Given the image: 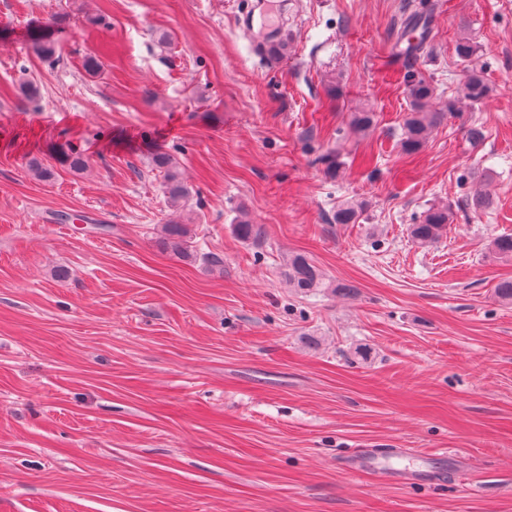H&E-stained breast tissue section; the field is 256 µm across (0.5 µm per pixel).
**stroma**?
Masks as SVG:
<instances>
[{"label":"stroma","instance_id":"1","mask_svg":"<svg viewBox=\"0 0 512 512\" xmlns=\"http://www.w3.org/2000/svg\"><path fill=\"white\" fill-rule=\"evenodd\" d=\"M247 2L0 0V512H512V258L488 250L512 233V0H275L276 56ZM415 12L432 36L406 58ZM54 14L41 59L28 33ZM464 35L489 97L403 154L408 77L455 96ZM346 203L357 223H335ZM445 204L447 232L414 244ZM172 220L187 257L159 245ZM295 253L327 287H288ZM363 448L436 478L348 474ZM155 166L164 172L165 182L163 184V192L172 207H179L181 203H185L190 191L187 185L179 177V173L172 159L165 155L159 154L154 161ZM454 213L449 206L429 207L421 216L418 224L408 227L410 238L420 246L436 243L453 222Z\"/></svg>","mask_w":512,"mask_h":512}]
</instances>
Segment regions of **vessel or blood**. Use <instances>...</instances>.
Masks as SVG:
<instances>
[{
    "label": "vessel or blood",
    "mask_w": 512,
    "mask_h": 512,
    "mask_svg": "<svg viewBox=\"0 0 512 512\" xmlns=\"http://www.w3.org/2000/svg\"><path fill=\"white\" fill-rule=\"evenodd\" d=\"M342 468L352 475L370 473L398 483L418 480L430 471L425 457L406 448L362 449L345 458Z\"/></svg>",
    "instance_id": "obj_1"
}]
</instances>
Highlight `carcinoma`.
<instances>
[{
  "instance_id": "1",
  "label": "carcinoma",
  "mask_w": 512,
  "mask_h": 512,
  "mask_svg": "<svg viewBox=\"0 0 512 512\" xmlns=\"http://www.w3.org/2000/svg\"><path fill=\"white\" fill-rule=\"evenodd\" d=\"M61 26V19L55 18L48 23L36 24L30 37L32 52L42 58L51 59L56 53V30ZM431 35L430 22L420 16L409 18L403 27L395 44L397 52L406 56H412L421 51ZM406 43L405 48H400V43ZM455 55L459 61L468 68V76L462 84L459 96L448 99L445 103V111L439 112L432 108L436 98L434 86L427 80L420 78L408 82L407 94L410 98L411 109L407 113L403 132L400 139V148L403 153L413 155L419 152L426 144L431 128L440 122L445 116H455L461 109V105L469 103L479 104L490 94V87L486 83L482 72L474 64L476 45L468 37H462L456 41ZM154 164L165 175L163 192L168 202L173 207H178L188 200L190 191L187 185L179 177V173L172 159L165 155L156 156ZM362 206L346 205L336 211V223H356ZM454 213L449 206H432L428 208L416 224L408 227L410 238L420 246H429L436 243L448 229V224L453 222ZM163 247L178 256L187 255V243L190 237V229L181 223H169L163 225ZM489 249L500 257H512V235L504 234L492 238ZM288 287L300 293L309 292L315 288L325 287V278L322 271L314 265L306 256L294 254L288 257L285 271Z\"/></svg>"
}]
</instances>
